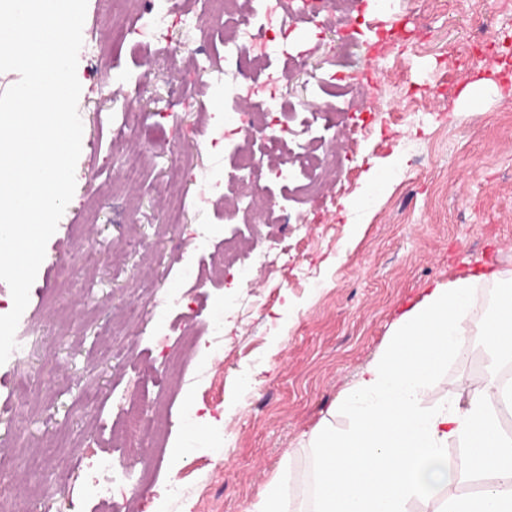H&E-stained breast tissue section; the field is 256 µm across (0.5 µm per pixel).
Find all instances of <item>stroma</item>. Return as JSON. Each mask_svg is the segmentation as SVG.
I'll return each instance as SVG.
<instances>
[{
  "label": "stroma",
  "mask_w": 512,
  "mask_h": 512,
  "mask_svg": "<svg viewBox=\"0 0 512 512\" xmlns=\"http://www.w3.org/2000/svg\"><path fill=\"white\" fill-rule=\"evenodd\" d=\"M167 6L157 37L117 46L114 28H143L150 0L117 14L87 3L76 188L16 329L26 353L0 365V512H102L96 458L121 459L131 410L159 402L164 434L140 454L148 487L125 491L135 512H244L281 459L310 474L316 425L348 426L338 397L406 306L461 272L512 268V4L448 0L436 11L430 0H394L380 13L355 0L354 28L296 14L312 41L289 45L275 69L296 107L285 126L304 106L335 104V88L314 95L316 76L371 64L379 21L402 37L376 64V84L353 83L342 125H314L317 144L336 148L322 192L300 199L266 180L247 210L233 190L211 191L250 153L224 138L238 100L210 88L203 70L221 62L226 81L238 80L225 33L183 21L195 0ZM482 78L499 94L463 101ZM183 167L189 177H178ZM279 242L290 252L276 271L244 280L220 264L226 245L246 260ZM219 321L223 355L184 347ZM487 363L478 343L450 357L425 401L481 378ZM253 375L258 384L244 388ZM174 483L177 499L164 494Z\"/></svg>",
  "instance_id": "35a3bbf8"
}]
</instances>
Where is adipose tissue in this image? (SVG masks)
I'll use <instances>...</instances> for the list:
<instances>
[{"mask_svg":"<svg viewBox=\"0 0 512 512\" xmlns=\"http://www.w3.org/2000/svg\"><path fill=\"white\" fill-rule=\"evenodd\" d=\"M497 297L491 312L475 316L480 285ZM493 352L484 378L466 388L465 402L423 406V392L465 338ZM512 353V268L461 273L428 288L406 307L384 349L340 395L349 426L319 423L310 433L315 450L310 512H408L412 501L442 497L441 512H512V436L500 429V411L512 410V385L498 377ZM463 454L449 464L448 448ZM482 480L474 495H446L449 486Z\"/></svg>","mask_w":512,"mask_h":512,"instance_id":"adipose-tissue-1","label":"adipose tissue"}]
</instances>
